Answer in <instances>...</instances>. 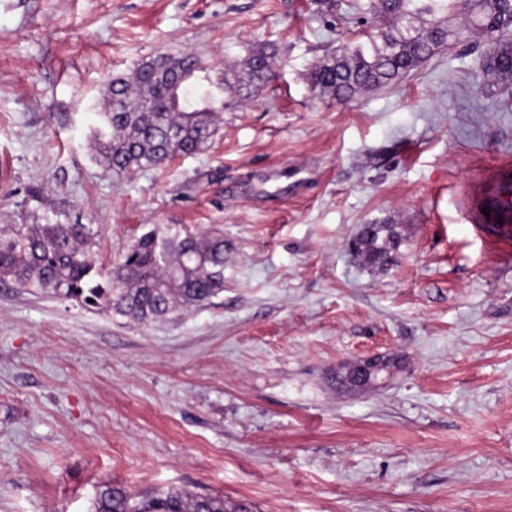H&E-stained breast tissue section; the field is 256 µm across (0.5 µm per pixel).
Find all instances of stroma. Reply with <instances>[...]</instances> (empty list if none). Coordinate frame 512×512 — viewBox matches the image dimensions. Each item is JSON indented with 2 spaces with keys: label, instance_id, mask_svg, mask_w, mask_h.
<instances>
[{
  "label": "stroma",
  "instance_id": "obj_1",
  "mask_svg": "<svg viewBox=\"0 0 512 512\" xmlns=\"http://www.w3.org/2000/svg\"><path fill=\"white\" fill-rule=\"evenodd\" d=\"M354 0H0V230L83 224L109 268L164 224L220 233L224 291L137 324L0 282V512H88L98 484L254 512H512V227L467 220L512 161V81L468 33L341 102L310 70L363 41ZM224 92L216 135L112 177L90 140L107 84L161 53ZM395 225L396 263L347 242ZM399 363L349 391L338 368ZM268 55L265 51L255 53L248 62L249 79L248 82L241 85L238 96L242 102L251 100L263 87L271 81L273 70L268 61Z\"/></svg>",
  "mask_w": 512,
  "mask_h": 512
}]
</instances>
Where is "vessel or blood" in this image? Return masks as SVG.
I'll use <instances>...</instances> for the list:
<instances>
[{
  "instance_id": "obj_1",
  "label": "vessel or blood",
  "mask_w": 512,
  "mask_h": 512,
  "mask_svg": "<svg viewBox=\"0 0 512 512\" xmlns=\"http://www.w3.org/2000/svg\"><path fill=\"white\" fill-rule=\"evenodd\" d=\"M468 207L475 224L512 220V164L502 163L486 173L469 196Z\"/></svg>"
}]
</instances>
